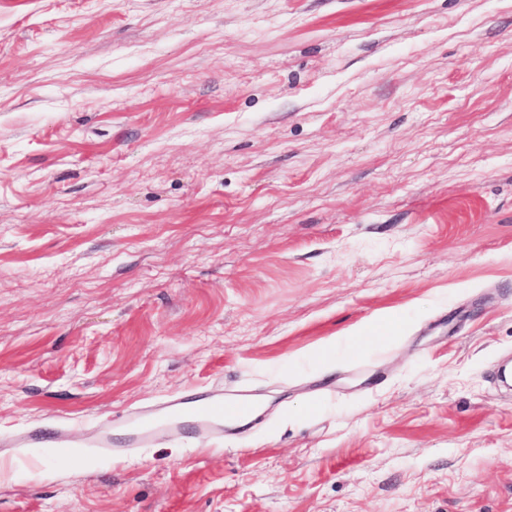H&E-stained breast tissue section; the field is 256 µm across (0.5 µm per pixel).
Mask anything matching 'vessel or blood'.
Masks as SVG:
<instances>
[{"label": "vessel or blood", "instance_id": "vessel-or-blood-1", "mask_svg": "<svg viewBox=\"0 0 512 512\" xmlns=\"http://www.w3.org/2000/svg\"><path fill=\"white\" fill-rule=\"evenodd\" d=\"M253 412L252 404L244 398L224 400L221 398L188 395L179 398L165 408L164 415L152 412L137 413L128 433L132 444L155 442L158 435L167 433L184 440L200 436L203 432H221L226 415L246 419ZM26 448H40L56 456L69 455L74 443L63 433L38 428L30 431L21 440Z\"/></svg>", "mask_w": 512, "mask_h": 512}]
</instances>
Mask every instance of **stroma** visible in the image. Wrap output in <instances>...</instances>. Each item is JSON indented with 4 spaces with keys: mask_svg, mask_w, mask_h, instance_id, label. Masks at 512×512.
Instances as JSON below:
<instances>
[{
    "mask_svg": "<svg viewBox=\"0 0 512 512\" xmlns=\"http://www.w3.org/2000/svg\"><path fill=\"white\" fill-rule=\"evenodd\" d=\"M506 357L512 0H0V512H512ZM229 412L239 419H248L253 412L252 403L244 398L226 402L222 398L184 396L166 406L164 421L153 412L137 413L126 443H154L160 433L184 440L196 438L205 431L222 433V423ZM20 444L24 448H41L50 455L56 456L69 455L72 448L79 447L63 433L43 428L30 431L21 439Z\"/></svg>",
    "mask_w": 512,
    "mask_h": 512,
    "instance_id": "1",
    "label": "stroma"
}]
</instances>
